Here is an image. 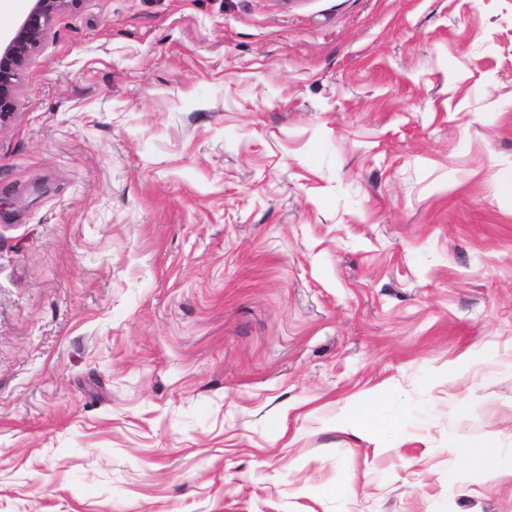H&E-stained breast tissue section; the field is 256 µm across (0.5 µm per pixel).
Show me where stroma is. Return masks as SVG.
Returning <instances> with one entry per match:
<instances>
[{
    "mask_svg": "<svg viewBox=\"0 0 512 512\" xmlns=\"http://www.w3.org/2000/svg\"><path fill=\"white\" fill-rule=\"evenodd\" d=\"M16 96L0 512H512V0H84ZM486 448L493 447L488 445L482 448H468L465 454L469 463L480 469H485L496 473L508 472L509 475H511L512 456L508 459L503 458L497 453Z\"/></svg>",
    "mask_w": 512,
    "mask_h": 512,
    "instance_id": "stroma-1",
    "label": "stroma"
}]
</instances>
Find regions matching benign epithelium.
Returning a JSON list of instances; mask_svg holds the SVG:
<instances>
[{
  "label": "benign epithelium",
  "instance_id": "1",
  "mask_svg": "<svg viewBox=\"0 0 512 512\" xmlns=\"http://www.w3.org/2000/svg\"><path fill=\"white\" fill-rule=\"evenodd\" d=\"M83 0H33L28 14L0 38V125L17 112L16 80L30 53L47 35L53 19Z\"/></svg>",
  "mask_w": 512,
  "mask_h": 512
}]
</instances>
